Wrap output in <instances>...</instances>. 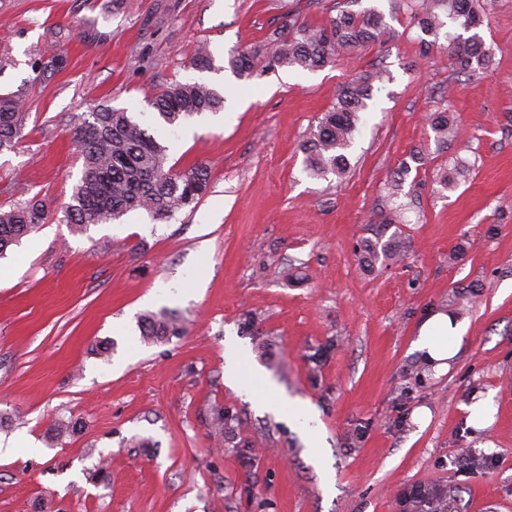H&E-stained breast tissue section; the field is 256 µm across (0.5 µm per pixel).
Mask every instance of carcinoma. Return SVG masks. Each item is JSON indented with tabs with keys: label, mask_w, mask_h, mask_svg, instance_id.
<instances>
[{
	"label": "carcinoma",
	"mask_w": 512,
	"mask_h": 512,
	"mask_svg": "<svg viewBox=\"0 0 512 512\" xmlns=\"http://www.w3.org/2000/svg\"><path fill=\"white\" fill-rule=\"evenodd\" d=\"M486 0H418L414 20L422 32L438 38L444 22L438 9L452 19H463L470 30L480 25ZM393 36L384 17L372 11L340 9L328 22L309 27L296 18L273 31L277 43L269 67H298L316 70L339 61L344 55ZM458 69L467 71L489 56L482 39L474 34L450 42ZM260 50L250 48L229 57L230 69L240 78L253 75ZM199 71L216 69L209 43L199 45L193 58ZM376 74L369 72L343 86L334 107L326 112L305 147V169L314 176L342 177L349 169L347 150L356 130L358 114L368 109ZM19 94L0 95V153L11 151L23 136L25 112ZM224 97L204 82H176L151 102L152 120L175 127L184 120L223 108ZM82 175L72 203L63 210L60 221L76 229L86 224L119 221L130 212L141 211L156 222H166L177 212L195 207L205 195L210 171L201 162L184 170L166 166L168 147L158 140L140 117L125 109L100 105L75 127ZM53 218L36 196L23 204L0 211V256L24 237ZM141 335L148 341L178 336L183 328L164 312H149L139 319ZM210 426L218 436L233 431L224 408L211 413Z\"/></svg>",
	"instance_id": "1"
}]
</instances>
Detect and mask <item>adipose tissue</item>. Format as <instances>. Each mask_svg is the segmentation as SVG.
<instances>
[{"label": "adipose tissue", "instance_id": "1", "mask_svg": "<svg viewBox=\"0 0 512 512\" xmlns=\"http://www.w3.org/2000/svg\"><path fill=\"white\" fill-rule=\"evenodd\" d=\"M464 325L446 312L439 311L429 316L421 325L414 348L430 365L436 374L449 369L452 359L460 350ZM263 401L283 410L289 421L294 423L307 437L312 448H319V422L313 408L301 401L283 397L268 381L261 384Z\"/></svg>", "mask_w": 512, "mask_h": 512}]
</instances>
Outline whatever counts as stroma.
I'll list each match as a JSON object with an SVG mask.
<instances>
[{
    "label": "stroma",
    "mask_w": 512,
    "mask_h": 512,
    "mask_svg": "<svg viewBox=\"0 0 512 512\" xmlns=\"http://www.w3.org/2000/svg\"><path fill=\"white\" fill-rule=\"evenodd\" d=\"M340 7L389 15L395 38L316 71L227 69L236 51L270 58L284 14L318 25ZM444 31L424 46L391 0H0V94L29 103L18 148L0 155L1 209L30 195L70 203L74 130L97 104L145 112L176 81L224 97L220 112L157 131L168 165L210 169L194 210L77 233L54 220L0 259V437L40 448L0 458V512H401L402 493L430 483L458 512H512V0L487 8L479 72H458L447 51L460 23ZM203 41L217 71L190 64ZM52 56L64 66L46 80L35 64ZM366 71L383 79L349 171L310 177L305 145ZM440 108L456 129L444 142L428 121ZM392 241L399 261L364 259V244ZM163 309L184 334L144 342L140 315ZM438 311L466 326L439 376L412 347ZM228 335L281 393L315 406L322 459L225 384ZM477 397L495 408L484 429L467 421ZM218 406L237 424L220 442ZM59 421L71 425L60 437ZM470 449L496 464L457 471Z\"/></svg>",
    "instance_id": "obj_1"
}]
</instances>
